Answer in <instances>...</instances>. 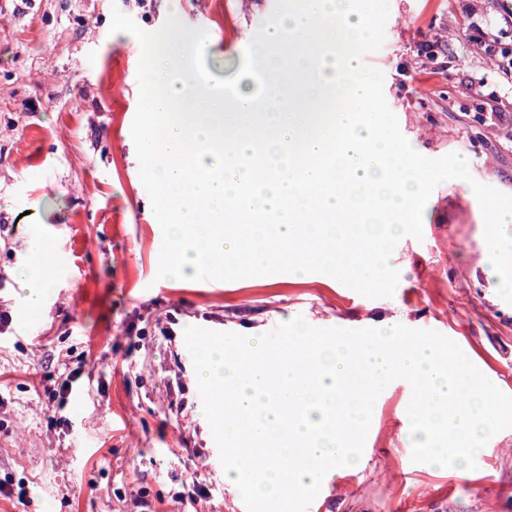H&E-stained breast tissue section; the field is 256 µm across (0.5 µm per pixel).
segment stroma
<instances>
[{
  "mask_svg": "<svg viewBox=\"0 0 512 512\" xmlns=\"http://www.w3.org/2000/svg\"><path fill=\"white\" fill-rule=\"evenodd\" d=\"M275 0H0V478L28 502L0 512H247L212 463L216 443L198 416L196 372L183 331L269 332L303 317L320 328L391 319L452 339L512 395V292L482 264L484 219L471 187L512 195V72L489 47L457 36L478 19L493 44H512L495 0H388L384 42L364 65L384 75L385 99L421 154L463 156L470 180L432 192L423 237L390 262L395 293L369 299L319 273L232 281L157 276L162 230L139 176L131 125L139 101V41L110 32L120 9L144 31L168 18L205 30L206 67L236 76ZM438 42L436 58L421 44ZM479 83L464 91L461 80ZM495 99L496 123L479 109ZM46 251L55 288L41 309L16 278ZM173 323V339L158 321ZM81 369L78 392L53 391ZM411 398L400 379L378 396L365 462L323 485L321 512H512V428L494 435L476 469L458 475L412 460L403 438Z\"/></svg>",
  "mask_w": 512,
  "mask_h": 512,
  "instance_id": "1",
  "label": "stroma"
}]
</instances>
